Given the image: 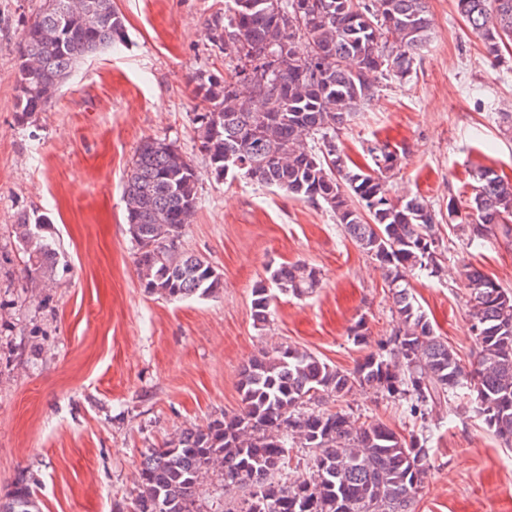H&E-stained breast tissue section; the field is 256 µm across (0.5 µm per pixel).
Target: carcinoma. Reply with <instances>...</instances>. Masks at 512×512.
Returning <instances> with one entry per match:
<instances>
[{"mask_svg": "<svg viewBox=\"0 0 512 512\" xmlns=\"http://www.w3.org/2000/svg\"><path fill=\"white\" fill-rule=\"evenodd\" d=\"M458 13L495 61L512 41V0H455ZM426 0H226L205 20L208 50L231 59L222 74L192 76L199 100L193 139L216 181L247 179L327 207L383 272L398 324L389 346L351 370L280 343L263 348L239 373L241 406L203 426L184 428L141 453L132 512H413L428 474L426 439L344 410H315L358 391L385 393L426 418L468 390L467 403L512 450V291L475 268L465 270L471 330L479 350L461 364L410 292L408 273L441 272L436 214L422 198L395 200L387 173L399 161L387 145L355 171L336 132L370 102L377 80H405L427 47ZM123 15L113 0H42L17 46L15 121L36 120L90 54L121 50ZM476 218L458 229L487 241L512 222V185L491 170L479 177ZM125 223L136 245L140 286L170 301L210 297L224 288L215 266L184 247L195 222L199 176L174 143L144 138L124 186ZM24 255L23 287H49L62 254L44 214L15 220ZM316 270L269 266L252 288V318L269 323L273 290L302 296ZM305 448L307 477L286 480L290 450ZM0 512H39L32 487L17 483Z\"/></svg>", "mask_w": 512, "mask_h": 512, "instance_id": "carcinoma-1", "label": "carcinoma"}]
</instances>
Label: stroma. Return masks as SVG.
Segmentation results:
<instances>
[{
    "mask_svg": "<svg viewBox=\"0 0 512 512\" xmlns=\"http://www.w3.org/2000/svg\"><path fill=\"white\" fill-rule=\"evenodd\" d=\"M128 42L88 57L36 122L15 121L16 43L40 0H0V499L18 482L40 512H130L141 453L180 429L240 407L239 372L258 349L288 343L353 368L386 346L398 323L375 263L325 208L241 179L215 181L192 139L199 69L223 71L204 21L224 0H115ZM432 38L411 78L379 83L336 143L360 167L368 147L401 157L393 197L420 196L437 213L442 271L409 277L411 291L464 365L477 356L466 268L512 289V234L469 244L448 219L467 212L479 171L512 184V51L492 65L454 0H427ZM175 143L199 172L200 200L184 245L211 262L224 288L209 298L146 294L134 265L123 187L144 137ZM47 214L65 254L52 287L22 288L19 212ZM303 263L319 288L276 294L270 323L251 316L268 264ZM365 319L369 344L348 336ZM408 435L426 432L429 472L415 512H512V450L472 409L441 406L427 421L404 400L359 392L327 404Z\"/></svg>",
    "mask_w": 512,
    "mask_h": 512,
    "instance_id": "35a3bbf8",
    "label": "stroma"
}]
</instances>
